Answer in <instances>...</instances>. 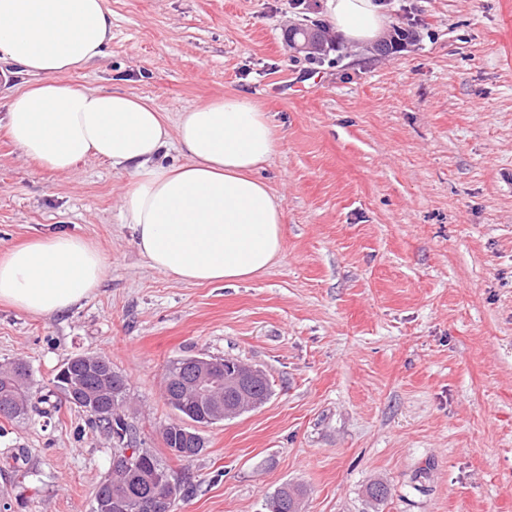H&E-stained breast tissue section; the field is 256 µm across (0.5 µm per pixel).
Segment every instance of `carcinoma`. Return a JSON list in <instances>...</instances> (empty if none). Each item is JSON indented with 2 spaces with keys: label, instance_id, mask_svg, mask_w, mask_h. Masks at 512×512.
I'll use <instances>...</instances> for the list:
<instances>
[{
  "label": "carcinoma",
  "instance_id": "1",
  "mask_svg": "<svg viewBox=\"0 0 512 512\" xmlns=\"http://www.w3.org/2000/svg\"><path fill=\"white\" fill-rule=\"evenodd\" d=\"M104 364L103 370L98 373H89L74 365L67 368L68 374L83 389L76 392L71 390L69 383L59 377L52 380V388L44 394L34 391L29 365L23 360L13 362L14 373L17 379L0 377V406L13 405L16 402H25L29 410H15L14 413H5L10 419L24 418L29 412L39 411L41 416L51 418V411L38 410V405L47 404L50 400L55 403L67 404L81 410L90 416L92 425L110 436L114 432H122L123 449L131 450L124 469L123 483L115 484L110 478H105L98 486L92 512H138L142 500L155 494L157 487L168 488L173 494L175 502L185 498L191 489L186 478L178 477L174 471L161 460L153 450L141 447V441L133 432L128 422V380L125 375L112 368V362L104 355L100 356ZM192 360L190 356L174 358L168 361L163 378L166 379L163 387L165 400L169 407L179 417V421L167 424L162 430V439L170 455L181 462H191L198 457L204 449V441L198 431L185 425L190 421L205 426L219 423V420L208 419L209 408L205 400L192 392L180 391L177 398L169 396L171 388L178 385L181 370L187 367ZM90 392L105 394V403L111 408V418L98 419L95 417L97 401L88 396ZM303 491L299 487L284 485L268 496L266 512H278L277 500L287 498L288 501H300Z\"/></svg>",
  "mask_w": 512,
  "mask_h": 512
}]
</instances>
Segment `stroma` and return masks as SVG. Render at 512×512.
I'll return each mask as SVG.
<instances>
[{"label":"stroma","instance_id":"stroma-1","mask_svg":"<svg viewBox=\"0 0 512 512\" xmlns=\"http://www.w3.org/2000/svg\"><path fill=\"white\" fill-rule=\"evenodd\" d=\"M379 2L409 32L397 52L339 39L313 63L284 35L324 22L322 0H108L105 57L65 77L171 120L230 94L268 113L284 246L244 281L156 272L122 169L44 170L0 129V253L68 233L109 264L68 313L0 304V364L26 360L41 388L74 354L109 357L143 446L193 486L175 512H263L286 484L301 512H512V0ZM190 355L248 363L271 395L200 427L186 463L161 439V381ZM112 448L66 405L0 422V512H91Z\"/></svg>","mask_w":512,"mask_h":512}]
</instances>
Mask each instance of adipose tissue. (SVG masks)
Segmentation results:
<instances>
[{"mask_svg": "<svg viewBox=\"0 0 512 512\" xmlns=\"http://www.w3.org/2000/svg\"><path fill=\"white\" fill-rule=\"evenodd\" d=\"M323 9L345 41L384 32L375 0H324ZM111 39L106 0H0V79L32 77L9 97L8 136L52 172L88 158L126 171L124 220L157 272L194 283L265 272L283 252V208L257 173L276 154L278 127L243 95L184 108L171 126L128 91L63 82L104 57ZM172 145L184 163L162 162ZM106 271L105 257L81 237L48 236L0 253V303L61 315L96 292Z\"/></svg>", "mask_w": 512, "mask_h": 512, "instance_id": "ef3b65f1", "label": "adipose tissue"}]
</instances>
